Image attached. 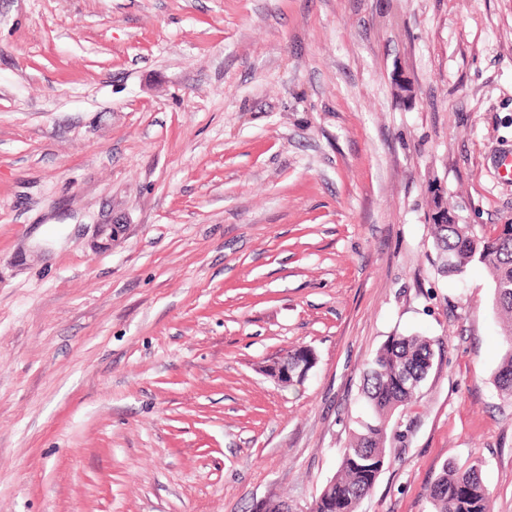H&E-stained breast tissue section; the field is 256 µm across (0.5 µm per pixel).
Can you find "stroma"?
Masks as SVG:
<instances>
[{
  "label": "stroma",
  "mask_w": 512,
  "mask_h": 512,
  "mask_svg": "<svg viewBox=\"0 0 512 512\" xmlns=\"http://www.w3.org/2000/svg\"><path fill=\"white\" fill-rule=\"evenodd\" d=\"M508 154L512 0H0V512H309L414 332L358 512L475 460L512 512L492 283L429 234L512 222ZM435 340L417 334L391 336L377 350L363 377L362 394L371 409L357 421L342 448L336 473L315 499L313 512H356L389 464L388 431L393 417L416 400L432 368ZM317 357L312 349L299 347L288 351V369L275 366L274 374L278 382L288 386V371L291 373L293 384L301 383L308 373L316 366Z\"/></svg>",
  "instance_id": "obj_1"
}]
</instances>
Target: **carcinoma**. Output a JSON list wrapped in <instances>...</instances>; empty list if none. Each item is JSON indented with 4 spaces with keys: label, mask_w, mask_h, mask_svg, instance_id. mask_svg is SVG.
I'll list each match as a JSON object with an SVG mask.
<instances>
[{
    "label": "carcinoma",
    "mask_w": 512,
    "mask_h": 512,
    "mask_svg": "<svg viewBox=\"0 0 512 512\" xmlns=\"http://www.w3.org/2000/svg\"><path fill=\"white\" fill-rule=\"evenodd\" d=\"M429 231L442 274L459 276L480 263L493 282V306L504 336L494 384L502 396L512 399V224L478 233L450 213L448 223L431 224ZM434 358L435 340L417 334L391 336L377 350L362 384L371 415L357 421L336 473L315 499L313 512H357L389 464L386 444L392 419L416 400ZM316 363L314 351L307 347L288 351L293 383L303 382ZM428 503L429 512H491L482 463L475 461L466 468L443 464L430 485Z\"/></svg>",
    "instance_id": "carcinoma-1"
}]
</instances>
